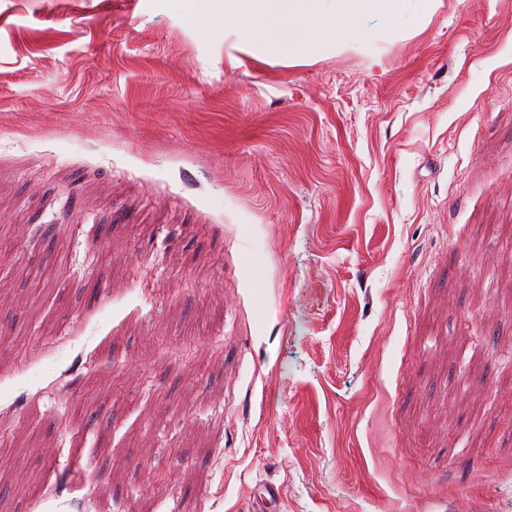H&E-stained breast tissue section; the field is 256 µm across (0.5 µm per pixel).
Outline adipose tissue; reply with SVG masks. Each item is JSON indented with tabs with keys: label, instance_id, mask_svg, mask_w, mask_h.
<instances>
[{
	"label": "adipose tissue",
	"instance_id": "ef3b65f1",
	"mask_svg": "<svg viewBox=\"0 0 512 512\" xmlns=\"http://www.w3.org/2000/svg\"><path fill=\"white\" fill-rule=\"evenodd\" d=\"M434 0H334L332 13H321L320 0H166L168 7L193 24L220 16L243 43L262 40L273 53L318 50L334 41H358L360 16L372 13L394 22L427 15Z\"/></svg>",
	"mask_w": 512,
	"mask_h": 512
}]
</instances>
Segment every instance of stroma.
Listing matches in <instances>:
<instances>
[{"instance_id": "stroma-1", "label": "stroma", "mask_w": 512, "mask_h": 512, "mask_svg": "<svg viewBox=\"0 0 512 512\" xmlns=\"http://www.w3.org/2000/svg\"><path fill=\"white\" fill-rule=\"evenodd\" d=\"M359 25L0 0V512H512V0Z\"/></svg>"}]
</instances>
